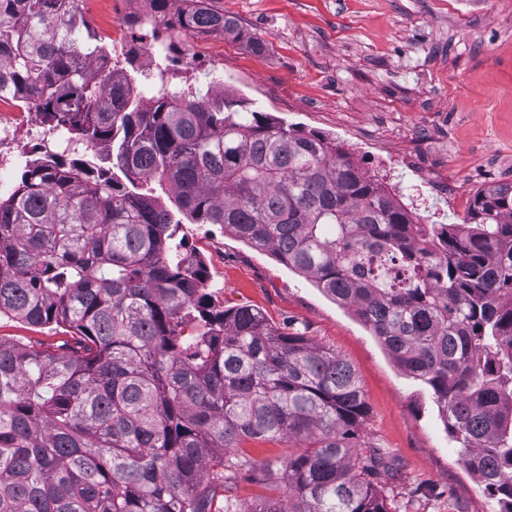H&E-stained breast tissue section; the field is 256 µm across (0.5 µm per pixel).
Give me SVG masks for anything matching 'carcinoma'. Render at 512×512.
I'll return each mask as SVG.
<instances>
[{
  "instance_id": "carcinoma-1",
  "label": "carcinoma",
  "mask_w": 512,
  "mask_h": 512,
  "mask_svg": "<svg viewBox=\"0 0 512 512\" xmlns=\"http://www.w3.org/2000/svg\"><path fill=\"white\" fill-rule=\"evenodd\" d=\"M131 26L245 32L211 0H147ZM76 0H0V97L96 152L25 165L0 197V512H391L360 443L355 371L250 306L218 310L176 226L214 224L368 327L418 382L499 512H512V182L462 224H419L336 141L105 58ZM158 184L175 206L154 194ZM297 451L256 465L247 443ZM236 452L235 459L227 451ZM62 328L55 329L53 327L46 328H33L27 324L18 321L2 320L0 322V337L14 338L24 342L30 340H41L46 343H58L63 336H70V334L62 333Z\"/></svg>"
}]
</instances>
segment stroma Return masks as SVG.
<instances>
[{
  "instance_id": "1",
  "label": "stroma",
  "mask_w": 512,
  "mask_h": 512,
  "mask_svg": "<svg viewBox=\"0 0 512 512\" xmlns=\"http://www.w3.org/2000/svg\"><path fill=\"white\" fill-rule=\"evenodd\" d=\"M246 36L187 34L196 82L247 100L304 131L336 139L363 172L391 163L401 186L444 187L443 223L465 218L477 189L512 182V0H214ZM146 0H97L81 10L111 20L117 57L152 48L132 40L127 16ZM262 42L253 50L248 40ZM180 236L208 271L212 306L251 305L279 328L305 332L355 369L366 438L399 462L380 482L394 512H497L494 497L458 459L428 395L370 330L301 274L231 232L184 223Z\"/></svg>"
}]
</instances>
